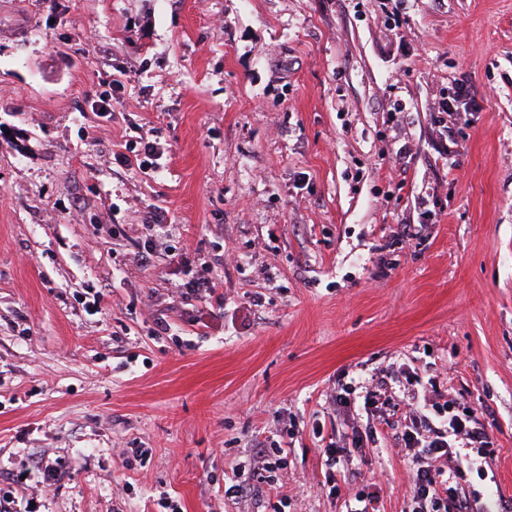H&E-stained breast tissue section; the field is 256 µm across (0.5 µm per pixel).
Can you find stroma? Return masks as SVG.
<instances>
[{
    "label": "stroma",
    "instance_id": "1",
    "mask_svg": "<svg viewBox=\"0 0 512 512\" xmlns=\"http://www.w3.org/2000/svg\"><path fill=\"white\" fill-rule=\"evenodd\" d=\"M182 251L227 309L175 288ZM383 370L481 409L462 470L503 512L512 0H0V512H272L224 496L261 442L291 512H338L312 430L377 424L335 398ZM356 467L409 512L389 442ZM471 103L470 87L463 80L456 81L448 92V101L442 104V111L448 112V117L450 118L448 126H446L448 135L452 136L454 134V125L456 124L452 120L456 121V117L461 114L460 112H467Z\"/></svg>",
    "mask_w": 512,
    "mask_h": 512
}]
</instances>
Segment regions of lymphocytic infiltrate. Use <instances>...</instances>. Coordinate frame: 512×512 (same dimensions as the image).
<instances>
[{
    "instance_id": "obj_1",
    "label": "lymphocytic infiltrate",
    "mask_w": 512,
    "mask_h": 512,
    "mask_svg": "<svg viewBox=\"0 0 512 512\" xmlns=\"http://www.w3.org/2000/svg\"><path fill=\"white\" fill-rule=\"evenodd\" d=\"M399 402L407 409L403 419L385 417L379 429H353L347 449L324 446L327 470L323 486L329 496H339L341 483L348 480L345 464L351 449L365 447L380 436L393 441L410 472L411 512H474L476 496L460 482L459 457L462 449L472 445L483 450L488 447L477 409L445 398L437 387L424 385L404 391ZM250 466L251 482L230 479L224 485L225 496L246 497L256 485L275 489L283 465L274 448L257 449Z\"/></svg>"
}]
</instances>
